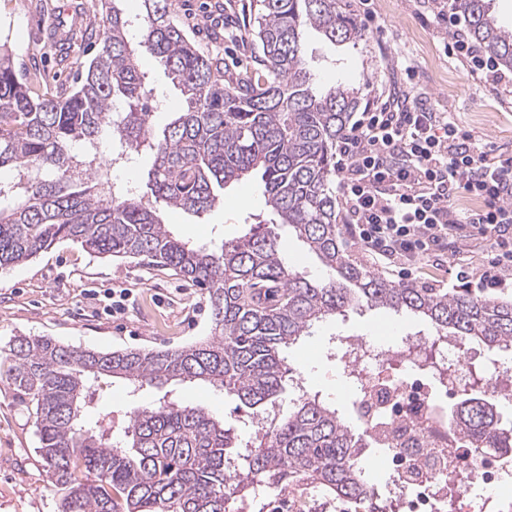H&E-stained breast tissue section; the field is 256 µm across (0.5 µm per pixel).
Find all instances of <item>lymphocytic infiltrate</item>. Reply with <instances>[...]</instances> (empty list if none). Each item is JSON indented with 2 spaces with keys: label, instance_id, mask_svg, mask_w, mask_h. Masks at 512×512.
Wrapping results in <instances>:
<instances>
[{
  "label": "lymphocytic infiltrate",
  "instance_id": "f902f5d3",
  "mask_svg": "<svg viewBox=\"0 0 512 512\" xmlns=\"http://www.w3.org/2000/svg\"><path fill=\"white\" fill-rule=\"evenodd\" d=\"M437 19L451 34L449 55L485 75L498 93L512 89L496 62L469 40L456 10H440ZM403 71V89L362 112L338 145L347 222L377 258L408 266L430 264L452 231L471 229L495 248L482 287L503 286L512 270V156L489 154L447 113L427 107L414 69ZM462 194L479 207L457 212L453 203Z\"/></svg>",
  "mask_w": 512,
  "mask_h": 512
}]
</instances>
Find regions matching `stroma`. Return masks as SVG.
I'll list each match as a JSON object with an SVG mask.
<instances>
[{"instance_id":"obj_1","label":"stroma","mask_w":512,"mask_h":512,"mask_svg":"<svg viewBox=\"0 0 512 512\" xmlns=\"http://www.w3.org/2000/svg\"><path fill=\"white\" fill-rule=\"evenodd\" d=\"M254 0H177L185 30L203 49H211L210 29L221 26L224 68L228 73L255 66V47L247 35ZM345 10L365 33L358 45L332 46L320 35L306 38V55L319 87L343 83L364 86V101L386 99L402 81V63L416 69L417 88L428 107L450 113L463 131L486 146L490 153L512 155V99L500 95L482 75L471 74L465 63L447 55V32L438 25L432 0H342ZM79 13L82 25L96 23L99 0H0V45L11 52L17 72L31 77L33 95H59L72 81L70 65L88 58L86 41H72L67 62H59L51 46L49 25L64 10ZM138 63L147 72L161 105L152 127L162 131L183 96L170 76L151 56ZM224 203L206 217L163 209V219L179 238L197 247L213 248L240 237L246 225L270 219L264 184L250 175L226 186ZM353 257L377 268L385 278L416 282L432 288L457 287L459 270L479 276L492 257L489 240L471 241L467 250L448 246L440 270L411 272L400 265H376L372 254L354 235H347ZM128 296L122 314L110 310L117 292ZM404 331L430 333V326L407 314L382 308L360 307L346 317L317 325L312 336L285 349L288 365L309 389L334 398L340 412L357 435L365 429L347 396L337 395L343 374L330 355V338L387 336L390 324ZM211 309L203 288L171 276L169 271L139 259L96 258L81 245L62 242L27 263L0 271V357L17 336H45L77 349H177L211 334ZM175 398L206 409L240 438L253 434L249 409L234 397L199 383H170L130 393L120 378L102 377L97 391L87 397L88 411L111 413L122 425L126 411ZM35 407L20 401L7 376L0 374V512H58L59 495L38 452Z\"/></svg>"}]
</instances>
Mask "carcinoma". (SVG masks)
<instances>
[{"label": "carcinoma", "mask_w": 512, "mask_h": 512, "mask_svg": "<svg viewBox=\"0 0 512 512\" xmlns=\"http://www.w3.org/2000/svg\"><path fill=\"white\" fill-rule=\"evenodd\" d=\"M119 0H101L103 38L75 87L34 97L0 54V269L24 263L57 243L80 244L95 257L143 258L205 288L210 337L175 350H79L18 336L6 361L16 390L35 401L40 455L61 494L59 512H235L248 489L312 486L380 512L369 491L364 445L320 392L292 403L254 446L204 409L171 400L128 411L114 435L112 414L83 413L101 376L133 387L204 382L236 397L260 418L279 403L290 368L283 349L328 318L366 304L429 323L439 340L489 351L512 348V301L392 281L348 254L336 213V143L362 103V87H314L304 44L312 29L329 43L357 44L363 31L341 0H256L253 36L261 68L229 77L223 59L204 54L178 23L172 0H141L142 34ZM470 35L512 68V31L490 0H457ZM164 65L185 99L153 133L152 93L140 53ZM124 159L153 156L154 202L198 218L218 191L261 173L269 224L218 249L173 236L160 210L87 164L102 142ZM286 226L329 274L309 279L285 258ZM450 416L480 454L512 448V424L478 390L462 394Z\"/></svg>", "instance_id": "obj_1"}]
</instances>
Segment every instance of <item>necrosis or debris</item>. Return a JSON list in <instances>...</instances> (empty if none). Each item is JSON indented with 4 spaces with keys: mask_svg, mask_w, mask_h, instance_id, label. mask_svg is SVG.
I'll list each match as a JSON object with an SVG mask.
<instances>
[{
    "mask_svg": "<svg viewBox=\"0 0 512 512\" xmlns=\"http://www.w3.org/2000/svg\"><path fill=\"white\" fill-rule=\"evenodd\" d=\"M339 353L347 392L368 418L396 432L384 457L388 480L371 491L382 512H447L477 482L488 489L484 503L492 512H512V498L497 492L512 476V454L494 449L472 456L448 416L449 396L476 383L511 403L512 371L497 366L474 381L481 351L411 333L379 344L345 337Z\"/></svg>",
    "mask_w": 512,
    "mask_h": 512,
    "instance_id": "4bbe7bcc",
    "label": "necrosis or debris"
}]
</instances>
